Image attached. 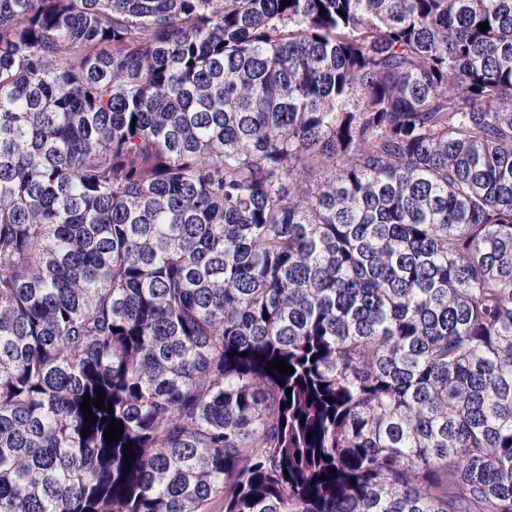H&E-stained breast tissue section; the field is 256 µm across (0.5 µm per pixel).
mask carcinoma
<instances>
[{"label": "carcinoma", "instance_id": "carcinoma-1", "mask_svg": "<svg viewBox=\"0 0 512 512\" xmlns=\"http://www.w3.org/2000/svg\"><path fill=\"white\" fill-rule=\"evenodd\" d=\"M0 512H512V0H0Z\"/></svg>", "mask_w": 512, "mask_h": 512}]
</instances>
